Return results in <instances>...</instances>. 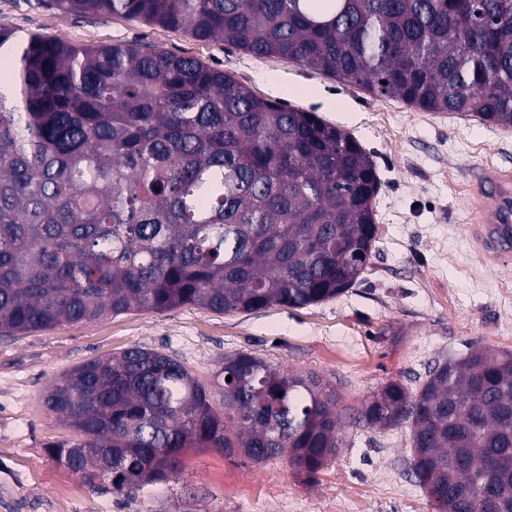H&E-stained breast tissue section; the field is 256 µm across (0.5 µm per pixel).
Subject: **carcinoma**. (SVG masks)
Masks as SVG:
<instances>
[{"label":"carcinoma","mask_w":512,"mask_h":512,"mask_svg":"<svg viewBox=\"0 0 512 512\" xmlns=\"http://www.w3.org/2000/svg\"><path fill=\"white\" fill-rule=\"evenodd\" d=\"M282 57L425 112L512 129V0H48ZM0 330H52L193 304L251 313L327 302L371 265L377 165L316 114L257 97L194 57L0 29ZM231 380H226V377ZM221 403L146 347L74 367L45 405L78 439L47 452L131 493L189 448L284 457L316 474L342 440L336 388L239 351ZM364 428L410 429L436 512H512V352L472 344L410 388L385 384Z\"/></svg>","instance_id":"1"}]
</instances>
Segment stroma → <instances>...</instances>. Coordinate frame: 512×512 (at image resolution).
Segmentation results:
<instances>
[{
  "mask_svg": "<svg viewBox=\"0 0 512 512\" xmlns=\"http://www.w3.org/2000/svg\"><path fill=\"white\" fill-rule=\"evenodd\" d=\"M0 28L194 57L259 97L342 127L373 155L382 182L371 265L332 301L250 314L184 305L0 332V512H432L409 470L408 430L367 429L354 416L386 383L417 386L435 360L461 356L471 342L512 351V260H484L469 230L474 204L466 194L475 166L512 167V129L424 112L292 61L121 16L0 0ZM135 345L185 360L207 384L224 355L238 351L284 372L316 371L335 385L343 414L337 456L307 477L283 458L255 464L191 448L178 477L131 495L86 484L46 451L75 432L49 413L44 391L73 367Z\"/></svg>",
  "mask_w": 512,
  "mask_h": 512,
  "instance_id": "35a3bbf8",
  "label": "stroma"
}]
</instances>
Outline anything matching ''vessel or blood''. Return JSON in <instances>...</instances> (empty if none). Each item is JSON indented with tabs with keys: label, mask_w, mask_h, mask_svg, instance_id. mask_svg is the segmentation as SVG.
Segmentation results:
<instances>
[{
	"label": "vessel or blood",
	"mask_w": 512,
	"mask_h": 512,
	"mask_svg": "<svg viewBox=\"0 0 512 512\" xmlns=\"http://www.w3.org/2000/svg\"><path fill=\"white\" fill-rule=\"evenodd\" d=\"M475 208L471 234L492 263L512 257V169L493 163L477 166L467 185Z\"/></svg>",
	"instance_id": "obj_1"
}]
</instances>
